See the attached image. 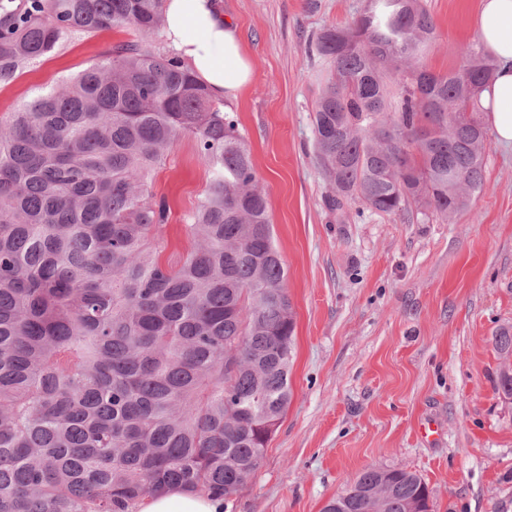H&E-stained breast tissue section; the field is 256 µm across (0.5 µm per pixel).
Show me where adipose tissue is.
I'll return each mask as SVG.
<instances>
[{
  "label": "adipose tissue",
  "instance_id": "ef3b65f1",
  "mask_svg": "<svg viewBox=\"0 0 512 512\" xmlns=\"http://www.w3.org/2000/svg\"><path fill=\"white\" fill-rule=\"evenodd\" d=\"M164 37L195 78L217 100L237 99L249 85L252 66L237 26L219 0H163ZM475 30L495 63L481 106L499 142L512 144V0H480ZM222 498L178 486L143 497L137 512H223Z\"/></svg>",
  "mask_w": 512,
  "mask_h": 512
}]
</instances>
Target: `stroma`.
<instances>
[{
    "instance_id": "obj_1",
    "label": "stroma",
    "mask_w": 512,
    "mask_h": 512,
    "mask_svg": "<svg viewBox=\"0 0 512 512\" xmlns=\"http://www.w3.org/2000/svg\"><path fill=\"white\" fill-rule=\"evenodd\" d=\"M437 39L432 72L458 69L476 41L479 0H422ZM253 77L225 102L249 145L296 313L291 398L255 476L224 512H321L368 467H401L432 512H512V403L498 395L497 331L512 327V148L487 146L483 185L450 219L329 210L313 117L330 67L309 43L370 0H220ZM129 28L78 34L0 85V117L135 40ZM208 170L192 136L152 175L169 205L159 246L180 263Z\"/></svg>"
}]
</instances>
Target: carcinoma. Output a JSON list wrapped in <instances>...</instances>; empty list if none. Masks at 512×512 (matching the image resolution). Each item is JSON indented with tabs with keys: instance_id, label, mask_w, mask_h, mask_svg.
Returning <instances> with one entry per match:
<instances>
[{
	"instance_id": "obj_1",
	"label": "carcinoma",
	"mask_w": 512,
	"mask_h": 512,
	"mask_svg": "<svg viewBox=\"0 0 512 512\" xmlns=\"http://www.w3.org/2000/svg\"><path fill=\"white\" fill-rule=\"evenodd\" d=\"M161 2L0 0V82L77 32L140 36L0 120V512H134L171 486L229 499L288 405L295 313L267 198L233 113L151 49ZM435 38L419 0H373L316 37L332 68L314 115L329 209L357 198L428 221L481 190L476 103L493 68L473 42L459 70L428 71ZM185 135L209 179L171 266L151 176ZM494 343L511 403L512 330ZM429 499L417 474L369 467L322 512H429Z\"/></svg>"
}]
</instances>
